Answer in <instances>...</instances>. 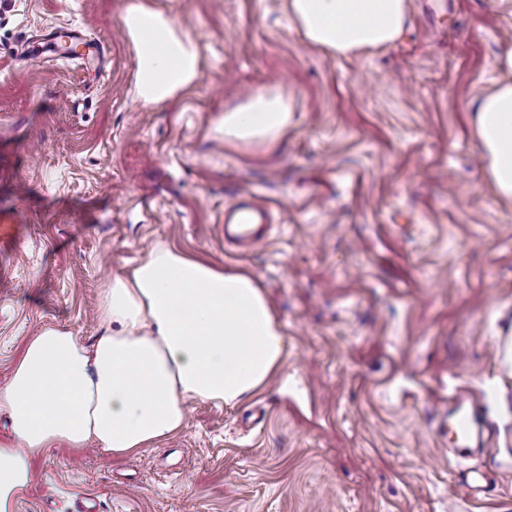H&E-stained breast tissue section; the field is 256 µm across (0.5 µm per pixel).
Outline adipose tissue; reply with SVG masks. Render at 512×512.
Segmentation results:
<instances>
[{
	"label": "adipose tissue",
	"mask_w": 512,
	"mask_h": 512,
	"mask_svg": "<svg viewBox=\"0 0 512 512\" xmlns=\"http://www.w3.org/2000/svg\"><path fill=\"white\" fill-rule=\"evenodd\" d=\"M304 39L347 57L394 43L408 0H289ZM125 28L137 46V96L171 97L197 75L195 47L159 11L131 6ZM506 77L474 106L472 122L494 190L512 199V48L497 61ZM292 119L286 98L256 93L225 112L232 143L276 142ZM104 333L83 344L50 327L24 348L0 383L16 447L0 448V512L29 482L31 459L57 442L136 454L178 433L190 400L231 405L280 372L288 342L252 276L214 268L154 246L97 302Z\"/></svg>",
	"instance_id": "adipose-tissue-1"
}]
</instances>
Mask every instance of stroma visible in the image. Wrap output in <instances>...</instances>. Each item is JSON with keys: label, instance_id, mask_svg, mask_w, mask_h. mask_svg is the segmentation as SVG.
<instances>
[{"label": "stroma", "instance_id": "1", "mask_svg": "<svg viewBox=\"0 0 512 512\" xmlns=\"http://www.w3.org/2000/svg\"><path fill=\"white\" fill-rule=\"evenodd\" d=\"M161 11L195 80L138 99L124 17ZM71 26L102 64L38 35ZM32 43L31 58L18 57ZM512 0H410L393 45L307 44L288 0H0V383L46 327L103 332L96 295L166 243L257 281L288 338L281 373L128 457L60 443L9 512H512V199L493 190L470 114L501 74ZM288 99L273 146L225 142V110ZM243 192L276 209L240 254L219 231ZM486 399L491 499L473 498L437 410ZM47 43L51 46V51L58 57H68L72 54H78V58L83 60H100L104 56L103 45L95 39L89 38L81 29L70 28L68 29L67 38L69 39L68 46L65 48L60 47L53 37V33L49 32L45 35ZM81 48L78 53L77 49Z\"/></svg>", "mask_w": 512, "mask_h": 512}]
</instances>
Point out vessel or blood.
<instances>
[{"mask_svg":"<svg viewBox=\"0 0 512 512\" xmlns=\"http://www.w3.org/2000/svg\"><path fill=\"white\" fill-rule=\"evenodd\" d=\"M67 47L53 46L56 56L67 57L80 54L87 61L103 57V46L89 38L77 28L69 29ZM274 208L256 194L245 193L233 203L226 205L220 219V230L224 242L248 248L267 240L274 227ZM481 401L457 392L450 397L439 414L440 423L447 428L451 444L457 452H487L489 447L490 424L481 412ZM464 485L485 497L493 496L497 486L486 471L473 470L464 478Z\"/></svg>","mask_w":512,"mask_h":512,"instance_id":"obj_1","label":"vessel or blood"}]
</instances>
